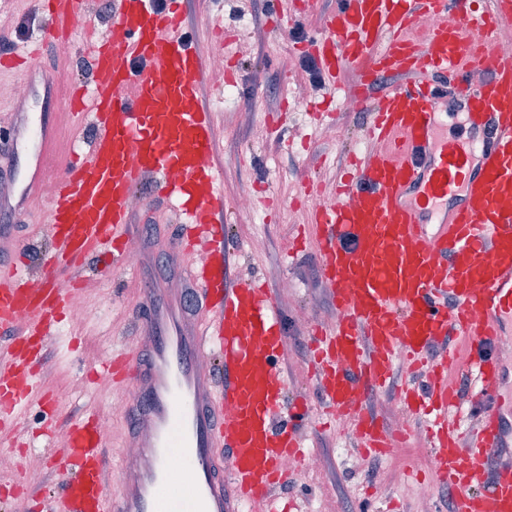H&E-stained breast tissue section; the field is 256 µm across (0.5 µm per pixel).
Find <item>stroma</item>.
<instances>
[{
  "label": "stroma",
  "instance_id": "1",
  "mask_svg": "<svg viewBox=\"0 0 512 512\" xmlns=\"http://www.w3.org/2000/svg\"><path fill=\"white\" fill-rule=\"evenodd\" d=\"M335 0H315L314 5H284L278 22L257 8L256 0H189L186 35L202 50H210L217 37L232 39V56L238 61L236 84L214 97L216 143L213 163L218 169L224 197L233 206L226 231L232 269L242 277L255 276L276 290L277 310L286 332L283 360L288 369L289 395L315 397L311 376L308 337L297 331L295 322L308 313L312 323L336 321L333 298L322 280L311 250L292 252L294 237L308 233L302 178L323 183L332 190L337 177L346 171L352 156L368 158L373 143L364 141L363 112L344 103L345 91L357 85L354 71L344 70L341 90H333L323 79L312 78L303 66L310 52L307 40L320 32ZM307 88L309 99L328 104L329 115L321 122L307 113L285 108L298 88ZM231 111H221L222 102ZM57 134L53 162H70L75 150L87 148L90 124H77L70 113L56 116ZM252 201L254 219L243 221L235 208L241 196ZM140 204L131 210L133 240L142 233L157 238L155 260L150 264L112 266L105 257L89 260L81 284L70 291V301L81 304L83 321L66 319L60 335L75 337L68 357L49 354L38 376L42 390L54 397L61 417L87 410L96 412L105 430L104 452L109 474H116L125 440L128 387L89 380L88 370L112 351L135 350L142 342L136 316L150 294V286L163 271L166 248L177 223L162 198L140 194ZM47 203L35 198L32 215L19 227L16 238L0 239V254L14 251L18 242L29 243L31 281L41 279L44 257L51 238L41 216ZM294 289L281 295L283 281ZM42 421L40 402H32L25 413V432L17 433V447L0 457H12L10 468H0V495L10 496L5 512H29L30 503L13 494L12 484L24 478L33 493H59L58 473L50 468L43 446H28V431L38 430ZM308 453L321 459L319 470L288 473L290 485L284 493L291 501L290 512H311L327 501L329 512H417L416 492L428 487L433 493L432 512H450L453 494L436 469L419 465L417 450L422 435L412 429L404 441L385 455L362 460L350 446L345 428L317 407L302 427Z\"/></svg>",
  "mask_w": 512,
  "mask_h": 512
}]
</instances>
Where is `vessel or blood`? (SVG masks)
I'll use <instances>...</instances> for the list:
<instances>
[{
	"mask_svg": "<svg viewBox=\"0 0 512 512\" xmlns=\"http://www.w3.org/2000/svg\"><path fill=\"white\" fill-rule=\"evenodd\" d=\"M325 28L310 38L322 75L335 83L352 68L358 96L385 143L336 202L314 207L319 273L338 319L316 329L313 375L359 447L386 453L391 440L368 410L372 393L394 385L396 363L421 368L422 383L398 388L412 417L436 413L430 445L437 471L454 493L452 512H512V467L489 469L508 447L502 400L504 375L491 342L512 323V58L489 39L495 20L512 15V0L475 15L474 0H336ZM183 0H114L112 25L90 56L89 81L59 98V76L32 85L43 106L33 117L20 105L10 128L13 197L0 200V236L14 237L15 219L52 182L45 222L53 249L43 281L32 286L19 267L26 244L0 256V427L26 403L34 369L52 346L50 327L62 315L68 288L57 268L80 266L89 252L111 248L127 258L129 200L154 184L171 201L180 231L168 245L176 258L204 246L207 259L183 266L201 301L154 288L140 319L141 345L101 365L102 375L133 390L128 442L110 483L103 446L88 424H70V440L54 458L66 490L62 501L37 498L34 512H175L168 499L169 462L184 466L189 512H248L262 503L278 512L276 491L288 480L285 457L304 459L300 423L307 400L288 401L282 363L285 329L273 292L253 278L230 279L224 226L228 207L211 159L215 131L205 91L201 48L181 32ZM41 32H70L83 0H41ZM424 14L454 15L417 41L409 36ZM23 66L38 75L36 56L0 55V72ZM407 76L383 94L388 76ZM90 115L95 132L82 159L50 173L46 158L62 105ZM461 115L457 135L449 113ZM472 339L464 361L448 350ZM473 377L484 399L471 454H463L453 419L461 404L449 369Z\"/></svg>",
	"mask_w": 512,
	"mask_h": 512,
	"instance_id": "vessel-or-blood-1",
	"label": "vessel or blood"
}]
</instances>
